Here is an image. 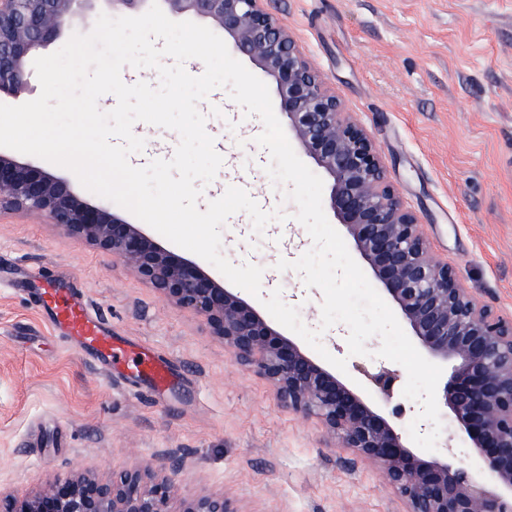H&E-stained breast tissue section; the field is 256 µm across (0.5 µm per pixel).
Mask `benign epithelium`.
I'll use <instances>...</instances> for the list:
<instances>
[{"instance_id":"7a95c632","label":"benign epithelium","mask_w":512,"mask_h":512,"mask_svg":"<svg viewBox=\"0 0 512 512\" xmlns=\"http://www.w3.org/2000/svg\"><path fill=\"white\" fill-rule=\"evenodd\" d=\"M151 0H0V94L30 88L29 61L65 29ZM210 21L276 84L280 110L305 153L331 180L328 204L424 352L454 362L438 399L453 415L446 453H415L387 409L273 330L201 267L158 246L136 225L90 204L38 167L0 155V211L37 213L112 254L167 301L202 315L236 360L265 378L288 410L316 417L329 437L378 465L407 512H512V320L497 316L439 258L417 215L386 177L365 127L324 81L265 0H163ZM386 397L393 372L374 377ZM463 438L490 477L476 481L455 446ZM0 512H236L220 494L181 498L175 470H128L112 479L56 475L27 493L0 489Z\"/></svg>"}]
</instances>
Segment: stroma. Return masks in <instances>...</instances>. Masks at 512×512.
<instances>
[{
  "mask_svg": "<svg viewBox=\"0 0 512 512\" xmlns=\"http://www.w3.org/2000/svg\"><path fill=\"white\" fill-rule=\"evenodd\" d=\"M267 9L364 125L390 183L419 217L434 252L498 315L512 319V0H267ZM224 163L202 202L235 182L267 212L288 213L255 235L250 217L221 231L234 264L261 266L260 296L280 291L318 327L323 295L293 270L312 246L287 185H274L255 138L259 117L232 123L227 89L200 102ZM35 288H77L113 337L168 359L155 390L132 368L102 370L62 342L39 314ZM338 323L321 342L347 361L348 383L368 384V355L348 352ZM176 465L184 497L221 494L236 512H405L380 469L333 446L314 417L279 401L239 365L206 320L164 300L128 265L39 214L0 216V486L37 489L56 474L103 478Z\"/></svg>",
  "mask_w": 512,
  "mask_h": 512,
  "instance_id": "1",
  "label": "stroma"
}]
</instances>
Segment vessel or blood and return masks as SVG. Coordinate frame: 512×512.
I'll list each match as a JSON object with an SVG mask.
<instances>
[{"instance_id":"vessel-or-blood-1","label":"vessel or blood","mask_w":512,"mask_h":512,"mask_svg":"<svg viewBox=\"0 0 512 512\" xmlns=\"http://www.w3.org/2000/svg\"><path fill=\"white\" fill-rule=\"evenodd\" d=\"M38 302L59 337L68 343L94 350L106 366L124 363L148 374L156 382L165 381L168 375L166 362L142 354H131L114 346L111 334L104 331L76 289H39Z\"/></svg>"}]
</instances>
